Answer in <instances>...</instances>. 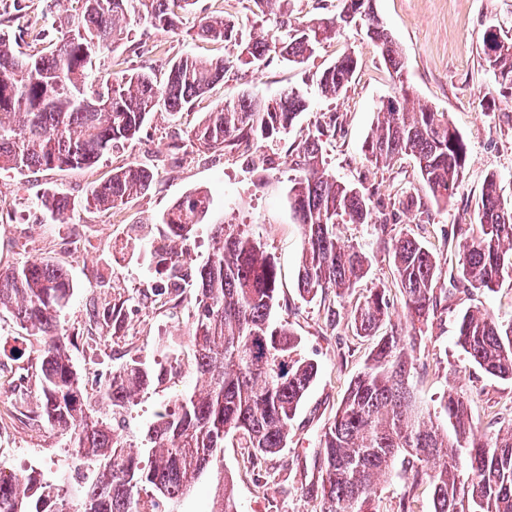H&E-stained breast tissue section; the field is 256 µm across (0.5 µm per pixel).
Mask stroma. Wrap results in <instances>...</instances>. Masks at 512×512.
<instances>
[{"label": "stroma", "instance_id": "1", "mask_svg": "<svg viewBox=\"0 0 512 512\" xmlns=\"http://www.w3.org/2000/svg\"><path fill=\"white\" fill-rule=\"evenodd\" d=\"M19 10L0 19L9 34L25 30L21 48L33 43L39 30L54 32L69 14V0H19ZM384 26L399 44L405 75L413 90V104L447 113L468 147L462 189L451 204L425 201L422 212L400 215L393 232L423 241L443 271L456 265L459 227L474 223L477 204L488 174L498 178L505 203L512 204V89L501 88L483 53V34L496 27L512 39V0H375ZM221 13L257 32L262 20L252 15L246 0H195L179 34L159 32L139 24L131 41L98 56L99 72L118 76L160 64L186 53L220 57L224 46L195 39L192 27L204 16ZM360 65L347 88L334 99L321 97L316 79L325 67L346 53ZM290 88L302 90L309 107L290 133L269 150L266 170L253 169L244 148L201 151L191 147L186 132L219 104L237 101L247 92L272 96ZM396 91L380 49L363 31L348 28L323 43L310 62L293 66L270 59L260 70L241 66L177 120L156 116L136 139L118 145L97 164L72 170L0 171V268L24 261L49 260L67 268L74 284L61 317L63 332L71 334L72 364L88 396H95L101 378L133 361L165 366V347L187 339V325L195 311L194 288L179 289L178 302L156 296V276L150 249L171 205L195 190L207 191L210 207L196 231L191 256L202 260L210 250L215 224H244L260 238L279 275L275 322L285 324L299 339L298 351L318 367L294 420L288 441L278 454L258 460L237 441L224 444L219 472L203 475L183 496L180 512H209L219 477H228L238 512H319L313 487L319 476L320 437L333 419L350 381L363 368L373 347L371 337L358 336L350 310L366 290L385 287L394 307L403 294L387 253L369 224H342L337 232L346 242L359 244L368 258V273L349 295L303 301L297 289L304 236L288 203V185L295 172L282 163L314 131L322 113H335V136L324 138L325 167L336 179L364 183L388 196L419 190L415 161L405 157L390 168L371 166L365 156L376 113ZM138 161L158 172L156 185L123 209L100 212L85 203L87 189L109 178L114 167ZM65 192L71 209L65 222L53 220L41 206L45 190ZM136 297L125 320L101 343L98 312L114 302ZM483 310L503 320L512 318V279L493 292L479 291L455 281L448 284V308L439 313L416 351L419 367L413 380L418 399L439 403L444 392L459 386L472 396L471 420L483 429L491 423H512V382L492 377L466 363L455 346L457 317L467 310ZM38 337L27 335L9 313H0V425L9 427L0 439V463L20 470L34 467L51 491L66 490L70 512H79L77 490L81 475L74 468L66 432L39 416ZM25 356L10 360L14 348ZM195 387L190 366L168 370L161 385L143 393L137 406L123 412L119 433L143 443L161 407ZM412 493L416 512H432L428 485L409 489L400 462H393L382 483L380 512H397L399 499Z\"/></svg>", "mask_w": 512, "mask_h": 512}]
</instances>
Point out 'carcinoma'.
Returning <instances> with one entry per match:
<instances>
[{"mask_svg":"<svg viewBox=\"0 0 512 512\" xmlns=\"http://www.w3.org/2000/svg\"><path fill=\"white\" fill-rule=\"evenodd\" d=\"M74 14L54 37L40 31L41 47L17 49L0 34V170H67L90 167L112 148L133 140L158 112L175 120L191 109L236 66L265 65L274 54L303 64L318 46L342 28L337 18L281 20L258 35L243 37L236 22L222 17L199 20L195 38L221 41L225 54L202 59L185 54L159 68L119 77L95 74L93 60L132 38L125 22H145L176 32L194 0H72ZM355 6L365 35L376 42L385 64L398 79V107L382 106L367 142L368 161L378 167L408 155L415 160L422 188L438 205L460 193L468 149L447 114L427 105L406 107L410 87L402 79L400 48L383 24L362 15L370 0H344ZM501 51L484 50L499 85L512 89V40ZM359 66L344 54L319 75L325 97L338 96ZM307 99L297 89L277 97L244 95L206 113L188 132L192 146L224 150L253 149L257 167L268 161L265 148L288 134ZM317 134L297 145L292 160L297 175L288 201L304 232L297 277L302 298L350 294L367 274L362 249L339 237L341 224L373 220L380 242L391 256L404 294L403 321L390 324L353 378L320 440L322 456L320 512H378L381 481L397 457L406 464L410 486L427 483L433 512H512V425L484 430L469 417L470 400L461 389L448 391L439 409L417 403L412 389L418 338L448 298L442 268L421 240L394 235L389 221L413 211L418 197L403 191L382 198L366 186L329 175L321 137L335 136L336 113L322 114ZM154 168L129 162L112 169L105 182L86 193L88 206L118 210L148 192ZM42 203L64 221L68 198L54 191ZM210 205L199 191L176 202L162 217L167 243L153 254L161 274L196 288V313L188 324L192 370L198 389L156 413L147 434V461L133 455L111 420L89 408L69 356L72 337L60 328L73 284L67 270L51 261H26L0 268V310H7L28 335L42 340L40 409L48 423L67 432L73 456L89 470L80 487L82 512H137L138 496L179 500L204 473L221 461L224 440L239 438L255 457L285 447L288 424L317 374L297 353L291 331L273 320L277 271L261 244L242 224H216L207 257L186 258L195 226ZM458 275L470 287L493 291L512 276V205L500 198L497 177L486 176L478 205L476 231H464ZM386 288H373L351 311L359 336H375L390 320ZM127 301L102 316L109 333L125 317ZM455 345L464 359L503 381L512 380V320L465 311L458 316ZM163 373L132 362L116 369L99 387V399L116 413L135 405L136 396L160 383ZM40 473L0 477V512H65V497L46 506ZM210 512H237L228 487L215 495Z\"/></svg>","mask_w":512,"mask_h":512,"instance_id":"obj_1","label":"carcinoma"}]
</instances>
